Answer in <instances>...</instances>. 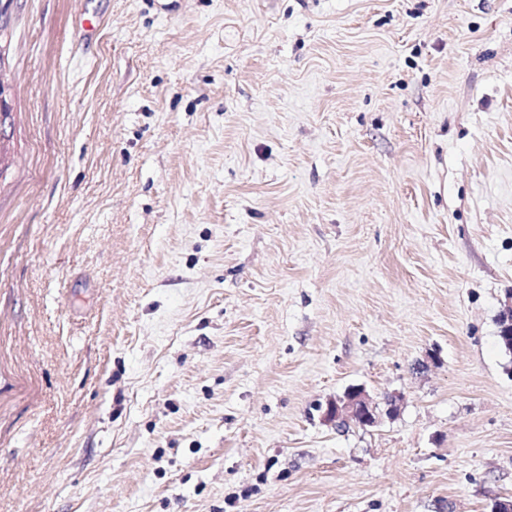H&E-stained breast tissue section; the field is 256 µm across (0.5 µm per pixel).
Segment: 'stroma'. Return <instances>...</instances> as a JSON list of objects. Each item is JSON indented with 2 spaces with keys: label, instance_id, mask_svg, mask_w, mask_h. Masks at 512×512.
<instances>
[{
  "label": "stroma",
  "instance_id": "obj_1",
  "mask_svg": "<svg viewBox=\"0 0 512 512\" xmlns=\"http://www.w3.org/2000/svg\"><path fill=\"white\" fill-rule=\"evenodd\" d=\"M0 19V512L512 498V0ZM399 406L400 397L396 394L374 397L362 386H351L342 396L329 402L324 420L334 425L336 429L354 424L367 430L377 427L383 415H396Z\"/></svg>",
  "mask_w": 512,
  "mask_h": 512
}]
</instances>
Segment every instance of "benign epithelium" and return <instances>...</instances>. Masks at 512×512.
Wrapping results in <instances>:
<instances>
[{"label":"benign epithelium","instance_id":"7a95c632","mask_svg":"<svg viewBox=\"0 0 512 512\" xmlns=\"http://www.w3.org/2000/svg\"><path fill=\"white\" fill-rule=\"evenodd\" d=\"M9 85L5 80L3 69L0 68V141L6 137L5 125L1 123V113L10 111L8 105ZM499 336L512 345V307L505 309L499 318ZM400 397L387 394L383 397L370 395L362 386H351L343 395L329 402L324 420L335 427L354 424L362 429L378 426L383 416L392 417L397 414Z\"/></svg>","mask_w":512,"mask_h":512}]
</instances>
